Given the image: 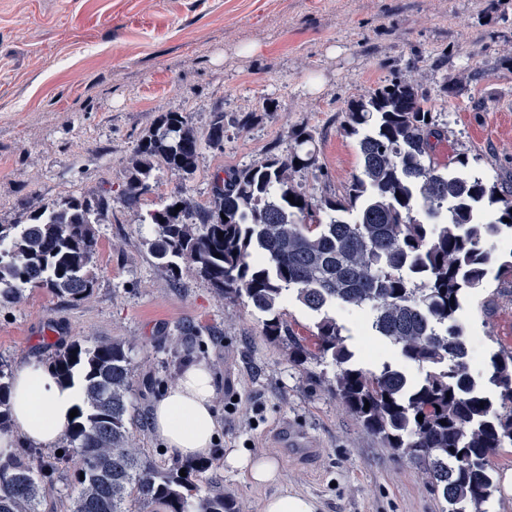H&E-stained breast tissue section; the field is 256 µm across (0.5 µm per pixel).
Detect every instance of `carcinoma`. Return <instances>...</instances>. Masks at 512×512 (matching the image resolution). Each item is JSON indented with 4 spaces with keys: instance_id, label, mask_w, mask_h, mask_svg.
Listing matches in <instances>:
<instances>
[{
    "instance_id": "carcinoma-1",
    "label": "carcinoma",
    "mask_w": 512,
    "mask_h": 512,
    "mask_svg": "<svg viewBox=\"0 0 512 512\" xmlns=\"http://www.w3.org/2000/svg\"><path fill=\"white\" fill-rule=\"evenodd\" d=\"M428 103L427 94L399 82L348 106L345 131L359 137L363 171L343 194L314 202L289 183L288 167L310 166L314 152L296 153L288 163L273 154L213 186L206 209L184 191L161 201L149 213L156 236L148 248L172 276L192 268L224 296L246 300L265 315L264 335L287 342L295 359L307 349L280 312L289 292L314 312L336 302L369 310L371 329L405 362L435 370L414 381L390 365L379 372L356 365L348 337L326 316L313 339L337 367L330 389L383 447L419 466L448 505L442 512H485L495 486L490 457L512 447V350L490 358V381L501 389L496 406L474 383L456 314L493 264L512 275V260L501 262L484 248L501 227L512 229V195L441 170L432 140L442 132L428 120ZM223 138L221 111L203 138L187 113L161 115L136 146L124 201L133 205L150 191L158 164L192 179L202 143ZM416 193L425 222L412 215ZM486 197L502 203L501 214L478 223L475 204ZM317 210L353 213L355 220L307 223ZM111 211L112 194L104 190L52 202L24 224H1L0 243L9 240L12 248L0 252V304L28 287L71 301L89 296L94 224ZM49 369L61 383L81 380L82 405L63 454L51 461L37 453L0 456V512H40L61 480L75 490L69 512H240L223 488L204 490L180 475L183 465L159 467L136 447L124 341L75 340ZM11 387L0 368V431L11 425Z\"/></svg>"
}]
</instances>
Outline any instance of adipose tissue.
<instances>
[{
  "label": "adipose tissue",
  "mask_w": 512,
  "mask_h": 512,
  "mask_svg": "<svg viewBox=\"0 0 512 512\" xmlns=\"http://www.w3.org/2000/svg\"><path fill=\"white\" fill-rule=\"evenodd\" d=\"M214 394L209 367L198 363L187 367L154 403V434L170 454L196 459L210 453L218 429ZM81 400L80 382L62 385L42 368L21 367L14 375L10 396L13 429L0 433V453H12L20 438L44 449L53 447L66 432L70 412ZM224 464L245 473L258 485L276 484L283 478L272 458L238 448L227 449Z\"/></svg>",
  "instance_id": "1"
}]
</instances>
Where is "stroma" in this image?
<instances>
[{"instance_id":"1","label":"stroma","mask_w":512,"mask_h":512,"mask_svg":"<svg viewBox=\"0 0 512 512\" xmlns=\"http://www.w3.org/2000/svg\"><path fill=\"white\" fill-rule=\"evenodd\" d=\"M394 82L435 100L440 164L512 183V0H0V225L73 194L112 193V213L95 227L91 295L71 302L29 288L0 304V367H48L77 339L125 341L130 432L166 467L175 457L152 434V406L203 363L214 377L218 444L191 476L221 483L241 512L285 491L315 499L320 512H443L419 467L382 448L329 390L331 359L294 361L264 336L262 314L196 270L171 277L148 251V214L162 200L183 190L209 206L215 175L272 153L289 158L300 130L314 137L316 163L292 171V185L316 200L343 193L362 171L347 108ZM174 111L201 134L223 112V147H202L189 181L158 169L150 192L124 204L136 144ZM282 313L305 338L322 315L335 318L366 368L424 374L382 337L360 348L354 315L340 305L320 314L292 299ZM458 322L476 345L473 377L497 398L489 357L512 349V278L489 270ZM231 392L239 402L228 414ZM228 448L273 458L282 482L257 486L226 469Z\"/></svg>"}]
</instances>
